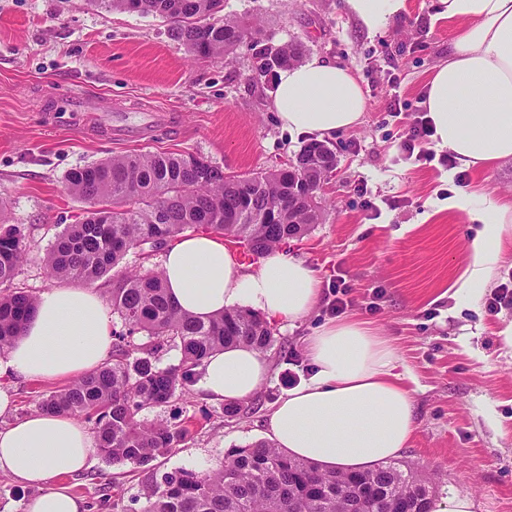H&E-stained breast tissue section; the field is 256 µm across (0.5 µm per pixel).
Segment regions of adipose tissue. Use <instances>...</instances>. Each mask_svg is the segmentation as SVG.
<instances>
[{
  "label": "adipose tissue",
  "instance_id": "obj_1",
  "mask_svg": "<svg viewBox=\"0 0 512 512\" xmlns=\"http://www.w3.org/2000/svg\"><path fill=\"white\" fill-rule=\"evenodd\" d=\"M437 19L457 34L428 82L424 107L438 148L459 170L490 171L512 159V0H438ZM271 107L288 133L322 141L353 129L366 110L365 92L346 67L314 57L278 73ZM447 210L479 224L454 296L476 297L512 234V199L474 184L454 191ZM167 293L181 312L205 321L233 308L261 313L272 325L300 321L318 306L320 281L302 260L276 250L254 265L240 263L221 236L184 234L160 262ZM111 317L92 288L43 292L20 338L0 351V378L75 380L97 371L112 349ZM312 374L273 404L267 435L289 456L325 472L360 470L398 457L412 440L414 403L398 372V355L367 322L346 317L308 338ZM200 388L235 404L253 397L270 374L268 359L247 345L204 360ZM96 451L81 420L34 412L0 428V475L38 488L27 512H81L59 479L87 468Z\"/></svg>",
  "mask_w": 512,
  "mask_h": 512
}]
</instances>
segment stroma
Instances as JSON below:
<instances>
[{
    "mask_svg": "<svg viewBox=\"0 0 512 512\" xmlns=\"http://www.w3.org/2000/svg\"><path fill=\"white\" fill-rule=\"evenodd\" d=\"M435 0L369 31L346 0H224V12L262 22L226 59L198 61L165 19L112 10L97 0H0V223L19 225L26 258L12 290L54 287L44 257L65 225L87 210L64 188L76 167L122 154L190 152L227 173L267 171L305 145L271 108L275 75L256 77L257 43L296 41L305 57L350 68L367 105L361 125L328 144L337 164L322 191L319 224L282 249L313 269L322 287L345 280L347 315L390 338L413 379L416 428L402 462L430 477L435 496H470L475 512H512V306L490 311L492 289L512 276V241L476 307L448 293L479 227L438 209L446 167L404 159L397 148L422 109L429 77L448 57L454 27L434 20ZM399 98L402 118L389 116ZM179 115L178 130L154 127L142 140H112L105 126L147 125L153 112ZM331 316L326 304L294 326L275 327L270 376L231 416L197 382L145 420L185 426L176 451L150 467L113 465L93 455L63 483L84 512H141L152 478L217 467L230 449L265 440L272 404L311 375L307 337ZM53 382L0 378L13 398L0 427L36 412Z\"/></svg>",
    "mask_w": 512,
    "mask_h": 512,
    "instance_id": "obj_1",
    "label": "stroma"
}]
</instances>
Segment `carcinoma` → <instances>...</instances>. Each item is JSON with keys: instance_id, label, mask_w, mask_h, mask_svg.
I'll return each instance as SVG.
<instances>
[{"instance_id": "obj_1", "label": "carcinoma", "mask_w": 512, "mask_h": 512, "mask_svg": "<svg viewBox=\"0 0 512 512\" xmlns=\"http://www.w3.org/2000/svg\"><path fill=\"white\" fill-rule=\"evenodd\" d=\"M105 6L171 23L172 36L196 60L225 57L255 33L253 21L225 15L223 0H101ZM303 45H266L256 52L258 74L298 62ZM310 142L279 168L226 174L193 153L116 155L75 168L65 189L90 205L83 218L57 235L45 262L53 279L93 283L130 251L155 252L185 231L233 238L255 255L306 234L324 211L320 191L336 165L331 148ZM301 178L312 206L288 204V186ZM16 224H0V286L12 282L25 257ZM112 312L142 334L137 343L120 334L98 371L51 391L44 412L67 413L93 423L100 455L114 464L143 467L174 451L186 429L141 413L169 402L212 352L247 344L260 352L275 336L261 314L236 308L207 321L180 312L169 301L161 272L133 268L108 289ZM37 297L0 293V350L22 335ZM173 346L180 364L160 368L153 358ZM428 482L391 462L349 473H325L267 441L233 448L204 473L177 470L152 482L143 512H430Z\"/></svg>"}]
</instances>
